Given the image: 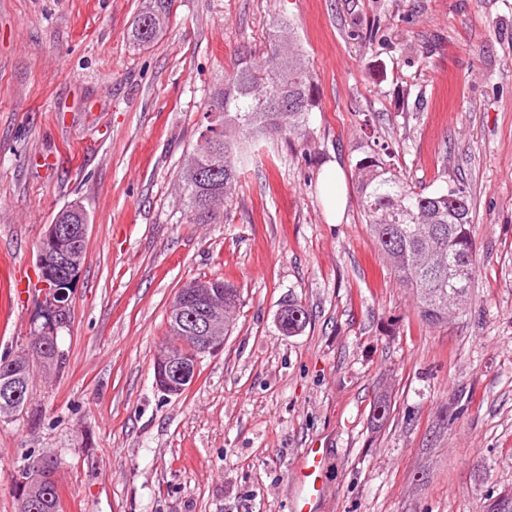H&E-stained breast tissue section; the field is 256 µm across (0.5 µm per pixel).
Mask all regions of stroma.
<instances>
[{
	"label": "stroma",
	"mask_w": 512,
	"mask_h": 512,
	"mask_svg": "<svg viewBox=\"0 0 512 512\" xmlns=\"http://www.w3.org/2000/svg\"><path fill=\"white\" fill-rule=\"evenodd\" d=\"M143 7L0 0V358L41 328L48 225L76 201L90 216L64 363L34 365L27 408L0 420V512L37 456L60 462L61 512H294L313 446L317 512H483L512 487V0H174L147 46L130 38ZM288 32L317 107L301 133L245 140L222 222L186 223L175 177L209 92ZM372 136L412 187L466 190L462 317L422 321L367 229L351 176ZM213 276L240 293L235 325L167 394L171 303ZM291 303L308 315L292 335ZM319 183L328 213L336 221V215L344 206V198L339 189L341 177L336 166L325 169L319 177ZM325 459L320 448H307L296 474L299 493L295 502L296 512H315V505L324 494L321 473Z\"/></svg>",
	"instance_id": "obj_1"
}]
</instances>
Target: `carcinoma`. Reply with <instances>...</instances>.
<instances>
[{
	"label": "carcinoma",
	"instance_id": "cac0c4a2",
	"mask_svg": "<svg viewBox=\"0 0 512 512\" xmlns=\"http://www.w3.org/2000/svg\"><path fill=\"white\" fill-rule=\"evenodd\" d=\"M172 0H149L131 30L139 45L155 41L169 19ZM264 76H259V73ZM316 107L311 76L301 55L288 40L258 69L247 53L240 54L224 73V87L209 94L203 117H213L210 135L196 143L195 151L178 177L184 219L191 224H211L224 219L240 187L243 160L241 135L253 133L274 138L290 135L306 125ZM219 148L224 169L205 182L194 176L210 163L209 149ZM389 146L376 142L356 160L352 184L370 234L387 258L399 281L414 291L421 319L448 321V301H466L472 281L460 288L448 280V264L459 263L475 273L476 252L466 191L449 186L425 195L403 181L389 161ZM209 282L224 285L228 315L240 300L234 286L220 277ZM31 368L23 357L0 358V389H20L17 400L0 399V418L15 414L31 399ZM54 467L43 472L19 473L16 494L29 505L27 512H60V497L52 479Z\"/></svg>",
	"mask_w": 512,
	"mask_h": 512
}]
</instances>
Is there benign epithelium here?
Segmentation results:
<instances>
[{
  "label": "benign epithelium",
  "mask_w": 512,
  "mask_h": 512,
  "mask_svg": "<svg viewBox=\"0 0 512 512\" xmlns=\"http://www.w3.org/2000/svg\"><path fill=\"white\" fill-rule=\"evenodd\" d=\"M89 227L86 224L60 223V219L48 225L38 246L37 263L42 275L43 287H52L46 297L47 309L62 321L67 314L71 282L53 278V271L70 268L76 272L88 259L86 241ZM216 293L210 285L201 281L181 293L177 308L183 317L178 331L180 339L191 342L203 353H215L223 349L224 315L215 304ZM158 387L167 394L184 392L194 381L197 366H191L179 356L161 349L155 361Z\"/></svg>",
  "instance_id": "7a95c632"
}]
</instances>
